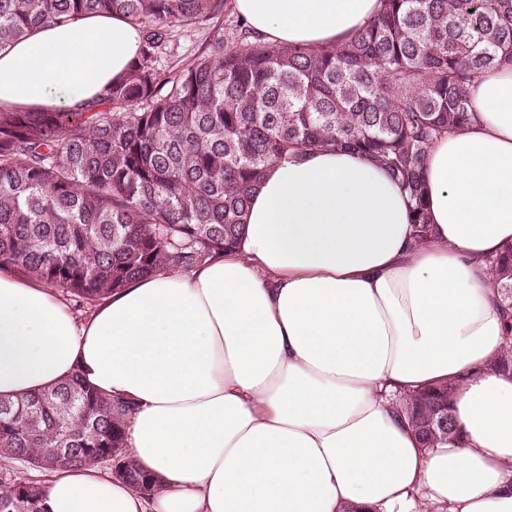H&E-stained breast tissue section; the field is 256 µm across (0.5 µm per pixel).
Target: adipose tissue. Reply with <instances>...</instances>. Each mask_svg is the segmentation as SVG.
I'll return each mask as SVG.
<instances>
[{
    "label": "adipose tissue",
    "instance_id": "1",
    "mask_svg": "<svg viewBox=\"0 0 512 512\" xmlns=\"http://www.w3.org/2000/svg\"><path fill=\"white\" fill-rule=\"evenodd\" d=\"M289 45L347 39L380 0H234ZM137 28L81 17L0 53V106L72 109L136 60ZM474 116L427 155L431 231L346 150L273 164L235 248L129 282L80 315L0 269V397L81 371L128 402L122 452L52 471V512H512L511 333L488 262L512 244V62L470 88ZM454 383L460 435L421 448L395 399Z\"/></svg>",
    "mask_w": 512,
    "mask_h": 512
}]
</instances>
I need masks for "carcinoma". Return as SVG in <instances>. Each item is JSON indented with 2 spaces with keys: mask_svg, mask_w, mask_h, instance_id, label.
Segmentation results:
<instances>
[{
  "mask_svg": "<svg viewBox=\"0 0 512 512\" xmlns=\"http://www.w3.org/2000/svg\"><path fill=\"white\" fill-rule=\"evenodd\" d=\"M356 35L317 49L267 41L242 24L218 27L189 63L162 74L175 29L221 18L224 0H0V52L81 16H119L141 36L129 72L82 107L0 109V268L78 302H95L165 269L189 271L235 247L250 192L271 165L324 149L383 166L408 193L417 236L430 232L427 153L471 117L478 73L512 60V0H382ZM512 309V247L490 260ZM450 387L405 399L418 437L458 435L451 415L432 430ZM125 409L79 372L54 387L0 399V455L38 471L117 454L113 475L155 484L119 454ZM37 480L0 489V509Z\"/></svg>",
  "mask_w": 512,
  "mask_h": 512,
  "instance_id": "carcinoma-1",
  "label": "carcinoma"
}]
</instances>
